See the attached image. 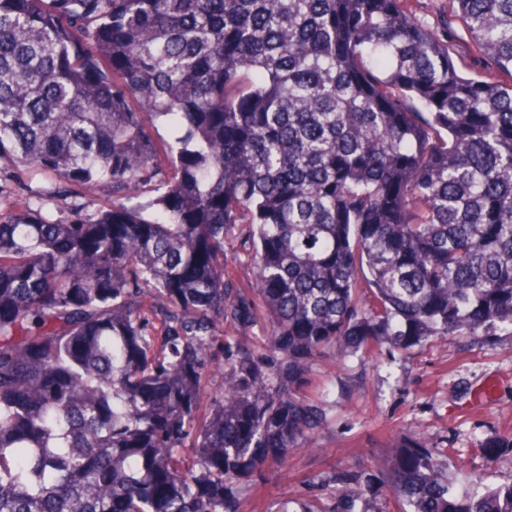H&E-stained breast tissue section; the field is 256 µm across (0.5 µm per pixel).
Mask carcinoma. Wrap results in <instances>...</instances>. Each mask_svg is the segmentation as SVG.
<instances>
[{"label": "carcinoma", "instance_id": "cac0c4a2", "mask_svg": "<svg viewBox=\"0 0 512 512\" xmlns=\"http://www.w3.org/2000/svg\"><path fill=\"white\" fill-rule=\"evenodd\" d=\"M417 7L0 0V512H239L324 352L512 331V0H448L478 77ZM45 174L111 203L56 217ZM378 483L512 512L414 439L328 512Z\"/></svg>", "mask_w": 512, "mask_h": 512}]
</instances>
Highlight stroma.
<instances>
[{
    "instance_id": "obj_1",
    "label": "stroma",
    "mask_w": 512,
    "mask_h": 512,
    "mask_svg": "<svg viewBox=\"0 0 512 512\" xmlns=\"http://www.w3.org/2000/svg\"><path fill=\"white\" fill-rule=\"evenodd\" d=\"M419 17L447 31L450 54L464 72L481 70L448 0H421ZM302 392L322 404L326 424L305 438L285 465L264 467L243 512H290L309 501L327 512L326 487L362 467L383 470L406 438L420 440L448 464L461 489L512 482V332L471 344L432 338L401 351L382 344L341 359L326 352Z\"/></svg>"
}]
</instances>
